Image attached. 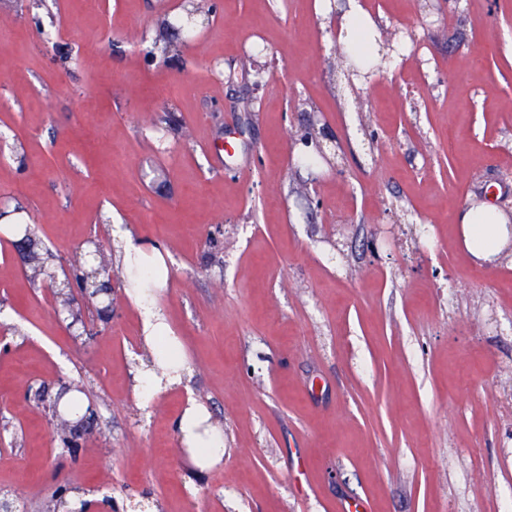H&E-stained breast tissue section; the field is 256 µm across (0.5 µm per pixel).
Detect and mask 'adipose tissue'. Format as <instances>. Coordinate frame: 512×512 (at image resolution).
Instances as JSON below:
<instances>
[{
	"mask_svg": "<svg viewBox=\"0 0 512 512\" xmlns=\"http://www.w3.org/2000/svg\"><path fill=\"white\" fill-rule=\"evenodd\" d=\"M363 36L376 45L382 33L360 0H350L348 10L341 17L338 40L354 50ZM458 219L462 245L475 260L495 262L512 242V220L495 206L484 203L463 210ZM115 250L122 267H129L137 260L157 272L149 285L128 293L139 315L142 341L153 361L152 368L140 371L134 387L136 396L146 401L166 388L182 384L185 379L182 346L175 343V333L157 303L158 292L168 283V265L161 250L128 236L116 243ZM175 431L199 469H208L223 460L224 433L211 425L208 409L195 399H187L175 422Z\"/></svg>",
	"mask_w": 512,
	"mask_h": 512,
	"instance_id": "adipose-tissue-1",
	"label": "adipose tissue"
}]
</instances>
